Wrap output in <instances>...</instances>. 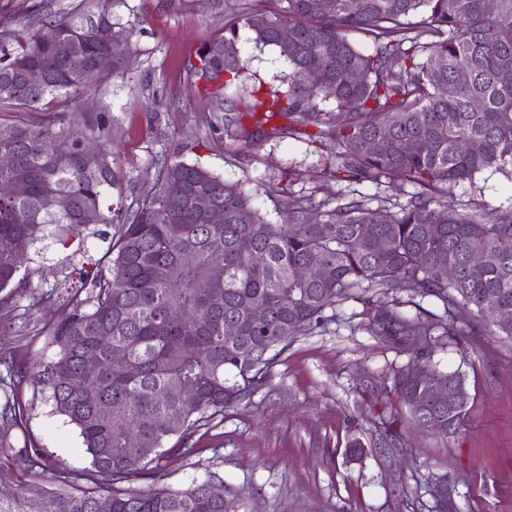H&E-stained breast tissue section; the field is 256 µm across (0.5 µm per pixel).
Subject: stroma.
<instances>
[{
    "label": "stroma",
    "instance_id": "obj_1",
    "mask_svg": "<svg viewBox=\"0 0 512 512\" xmlns=\"http://www.w3.org/2000/svg\"><path fill=\"white\" fill-rule=\"evenodd\" d=\"M254 0H0V30L18 28L40 10L48 19L94 17L109 9L130 52L97 95L58 102L95 119L110 105L114 169L127 196L148 191L154 161L177 144H192L199 160L253 195L267 220L279 219L289 193L322 200L315 176L328 152L303 134L264 139L241 152L213 130L220 102L187 76L201 46L221 35L226 8L242 12ZM239 48L263 90L278 88L287 62L256 46L249 29ZM448 202L458 208L512 207V178L478 175ZM360 301L337 304L334 322L296 338L276 355L264 384L227 407L222 421L193 434L191 456L162 459L156 478L132 489H182L209 476L223 478L235 512H437L431 479L447 485L448 512H512V338L461 336L438 349L434 364L461 370L473 397L459 431L440 437L404 413L392 414L393 371L408 361L361 327ZM30 418L25 436L45 448L50 463L75 469L87 455L75 427L54 413L45 395L24 392ZM360 439L357 459L345 447Z\"/></svg>",
    "mask_w": 512,
    "mask_h": 512
}]
</instances>
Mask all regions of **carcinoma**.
Returning a JSON list of instances; mask_svg holds the SVG:
<instances>
[{
    "label": "carcinoma",
    "instance_id": "obj_1",
    "mask_svg": "<svg viewBox=\"0 0 512 512\" xmlns=\"http://www.w3.org/2000/svg\"><path fill=\"white\" fill-rule=\"evenodd\" d=\"M270 2L225 14L224 34L197 53L191 75L224 100V132L244 150L283 131L276 119L287 120L290 133L330 141L320 178L335 203L290 193L282 224L268 222L241 183L185 160V145L155 161L151 191L126 208L102 209L115 185L110 109L84 125L101 145L100 157L88 159L70 139L80 113L46 105L97 90L92 69L100 53L112 52V70L121 67L128 46L109 42L112 15H32L22 29L0 32V105L42 113L32 123H0V148L14 159L0 181L26 185L24 196L0 198V334L15 333L16 320L41 305L58 310L42 329L53 356L28 363L18 347L0 343V456L37 479L45 475L44 449L14 445L29 420L21 391L33 383L78 430L89 458L81 471L55 470L47 487L0 481V512H41L43 494L55 497L57 512H224V481L216 476L183 489L102 484L144 477L170 453L192 454L190 430L242 401L264 380L269 353L322 327L338 302L363 301L362 328L409 353L394 371L392 394L415 424L425 419L438 435L457 431L471 395L444 405L425 395L432 377L467 390L463 372L432 363L436 349L475 327L512 337V322L484 306L492 297L512 310V207L443 203L484 171L512 175V85L498 80L512 71V0H495L493 8L488 0H283L276 10ZM283 23L293 32L286 44L278 37ZM242 26L288 62L285 88L241 93L248 70L238 48ZM313 30L320 41L310 39ZM65 41L79 54L60 55ZM461 56L469 62L463 81ZM33 68L43 73L38 85L29 82ZM325 84L334 96L321 92ZM328 99L336 111L320 109ZM470 139L478 150L460 151ZM395 180L417 188L396 208L379 195L331 187ZM199 194L211 198L222 221L194 207ZM86 212L111 227L99 233L107 248L97 260L86 246ZM49 237L66 256L50 289L34 292L30 263ZM314 257L323 276L299 278L297 269ZM24 298L29 303L19 305ZM426 300L438 311L425 308ZM404 303L413 314L398 310ZM257 306L266 311L262 324L250 319ZM173 310L187 317L173 322ZM228 321L237 325L232 337L224 335ZM116 356L123 364L114 369ZM89 358L99 362L94 374L84 367ZM89 390L97 403L85 401Z\"/></svg>",
    "mask_w": 512,
    "mask_h": 512
}]
</instances>
